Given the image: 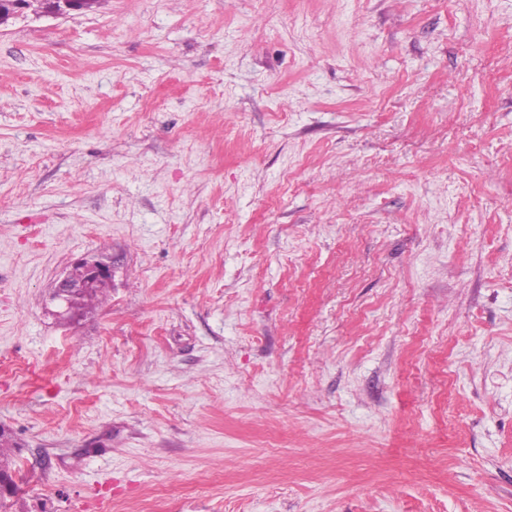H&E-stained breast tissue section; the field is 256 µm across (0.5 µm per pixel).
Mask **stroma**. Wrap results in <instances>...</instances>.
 Here are the masks:
<instances>
[{
    "label": "stroma",
    "mask_w": 512,
    "mask_h": 512,
    "mask_svg": "<svg viewBox=\"0 0 512 512\" xmlns=\"http://www.w3.org/2000/svg\"><path fill=\"white\" fill-rule=\"evenodd\" d=\"M0 427V512H512V0L1 27ZM74 266H79L82 269L83 277L75 280L72 277L71 269L55 286V298L62 301L68 309L76 308L78 295L91 288L79 297V307H93L105 301L109 289V280L107 279L112 277L110 268L100 262L84 259L76 262ZM79 267L73 269L75 276L81 274Z\"/></svg>",
    "instance_id": "1"
}]
</instances>
